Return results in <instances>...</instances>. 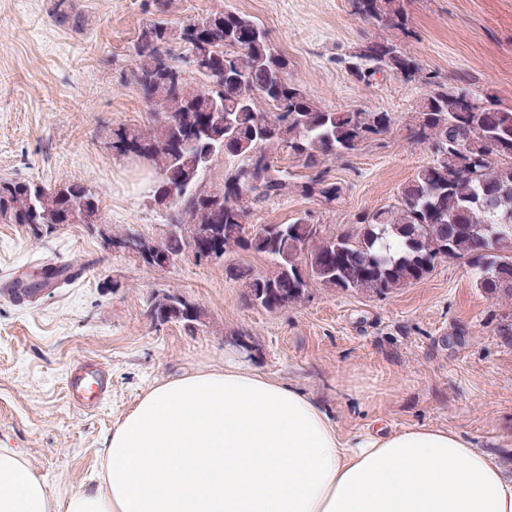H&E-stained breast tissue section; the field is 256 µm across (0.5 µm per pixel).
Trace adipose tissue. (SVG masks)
Here are the masks:
<instances>
[{
	"label": "adipose tissue",
	"mask_w": 512,
	"mask_h": 512,
	"mask_svg": "<svg viewBox=\"0 0 512 512\" xmlns=\"http://www.w3.org/2000/svg\"><path fill=\"white\" fill-rule=\"evenodd\" d=\"M0 512H512V480L454 430L344 435L297 387L228 362L147 391L95 488L58 498L0 447Z\"/></svg>",
	"instance_id": "adipose-tissue-1"
}]
</instances>
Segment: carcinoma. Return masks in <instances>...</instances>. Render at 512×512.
Instances as JSON below:
<instances>
[{
  "mask_svg": "<svg viewBox=\"0 0 512 512\" xmlns=\"http://www.w3.org/2000/svg\"><path fill=\"white\" fill-rule=\"evenodd\" d=\"M353 4L364 19L404 25V0ZM166 11L167 0H157L161 17L142 29L132 70L154 107V121L147 127L121 124L107 135L114 155L147 161L152 198H171L164 207L167 223L213 229L202 243L173 233L163 251L189 252L197 263L207 261V249L223 258L240 251L263 255L267 272L233 262L224 271L248 282L253 303L271 312L305 299L312 284L385 295L422 279L441 259L467 260L482 291L512 300V289L502 291L494 281L501 263H512V111L490 108L466 87L424 76L429 90L418 106V139L434 159L394 204L359 214L352 233H330L307 214L247 231L256 206L288 192V171L274 162L280 149L311 170L300 193L331 203L341 187L329 177L326 161L387 132L391 118L385 112H331L313 102L288 79V58L246 14L211 10L173 27L162 18ZM178 61L199 80L190 81ZM345 64L365 82L387 70L408 80L421 73L409 54L387 42L362 46ZM219 155L234 164L224 185L210 189L203 177ZM83 212L105 223L96 193L82 182L49 188L0 181L1 224H77ZM193 310L179 316L156 306L151 316L192 333L205 317L200 306Z\"/></svg>",
  "mask_w": 512,
  "mask_h": 512,
  "instance_id": "cac0c4a2",
  "label": "carcinoma"
}]
</instances>
